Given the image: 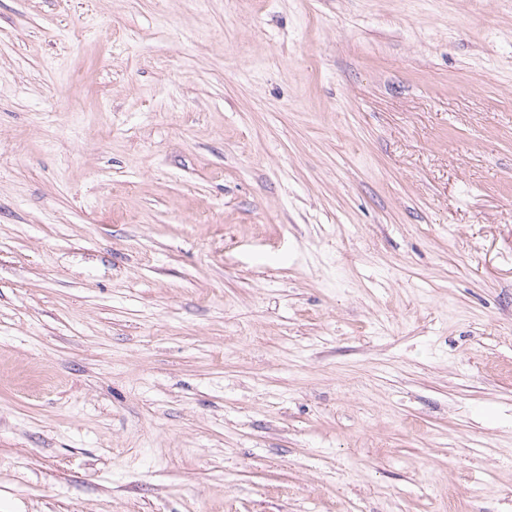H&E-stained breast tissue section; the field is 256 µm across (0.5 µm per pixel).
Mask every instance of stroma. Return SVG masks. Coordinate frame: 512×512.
<instances>
[{
    "instance_id": "obj_1",
    "label": "stroma",
    "mask_w": 512,
    "mask_h": 512,
    "mask_svg": "<svg viewBox=\"0 0 512 512\" xmlns=\"http://www.w3.org/2000/svg\"><path fill=\"white\" fill-rule=\"evenodd\" d=\"M512 512V0H0V512Z\"/></svg>"
}]
</instances>
